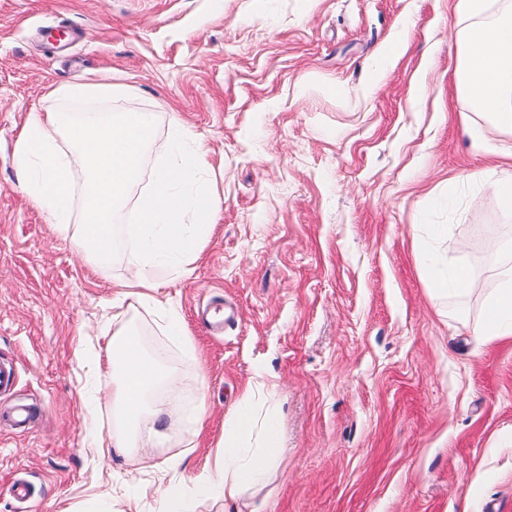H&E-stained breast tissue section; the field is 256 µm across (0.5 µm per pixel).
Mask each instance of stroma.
<instances>
[{"mask_svg": "<svg viewBox=\"0 0 512 512\" xmlns=\"http://www.w3.org/2000/svg\"><path fill=\"white\" fill-rule=\"evenodd\" d=\"M450 0H0V512H125L144 481L211 462L256 370L278 385L283 448L229 512H512V340L476 334L482 299L436 304L415 234L494 287L512 259L488 168L459 123ZM406 49L368 75L396 38ZM112 78L115 112L152 111L151 159L178 118L201 142L217 200L188 277L164 293L195 349L153 312L112 298L122 251L96 271L21 188L29 113L66 109L53 88ZM485 168V182L467 179ZM137 325L182 378L195 435L172 425L141 472L94 456L87 382L107 365L84 336ZM26 405L29 428L12 420ZM192 453L177 470L161 464ZM17 479L33 494L7 493Z\"/></svg>", "mask_w": 512, "mask_h": 512, "instance_id": "stroma-1", "label": "stroma"}]
</instances>
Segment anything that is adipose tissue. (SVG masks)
<instances>
[{"label":"adipose tissue","mask_w":512,"mask_h":512,"mask_svg":"<svg viewBox=\"0 0 512 512\" xmlns=\"http://www.w3.org/2000/svg\"><path fill=\"white\" fill-rule=\"evenodd\" d=\"M453 11L463 25L454 44L457 89L493 125L512 131V13L488 18V0H453ZM155 123V114L144 111L34 112L17 138L15 163L26 195L100 268L112 261L116 217L141 176ZM168 138L169 156L157 169L150 191L138 198V222L126 232L129 275L114 305L122 307L134 298L160 314L168 334L189 348L193 342L183 331L181 312L160 294V281L188 274L210 235L216 203L204 179L201 143L177 119L169 125ZM481 148L498 161L500 177L492 189L501 211L512 216V148L489 141ZM426 277L436 302L483 297L478 334L484 341L512 337L511 263L498 268L493 289L434 258ZM106 344L112 384L96 389L95 401L111 409L112 430L107 435L90 433L88 445L101 453L122 449L145 468L149 458L139 452L143 430L160 441L169 425L195 427L201 416L187 412L176 370L148 351L138 328L123 324L107 335ZM275 392V383L256 373L224 420L212 463L162 486L159 512H197L199 502L208 498L230 505L260 485L275 464L282 436L277 417L258 418L254 406Z\"/></svg>","instance_id":"ef3b65f1"}]
</instances>
